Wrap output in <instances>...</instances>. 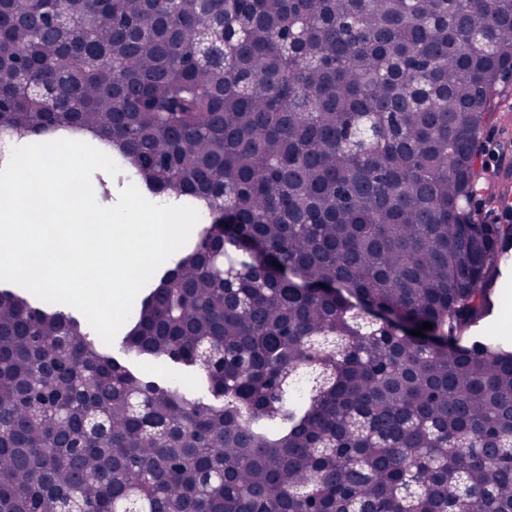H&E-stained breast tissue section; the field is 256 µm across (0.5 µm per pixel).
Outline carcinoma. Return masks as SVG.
I'll return each mask as SVG.
<instances>
[{
	"mask_svg": "<svg viewBox=\"0 0 512 512\" xmlns=\"http://www.w3.org/2000/svg\"><path fill=\"white\" fill-rule=\"evenodd\" d=\"M506 73L512 0H4L0 135L92 130L100 204L208 223L111 345L0 289V512H512V348L478 335L512 224L469 148Z\"/></svg>",
	"mask_w": 512,
	"mask_h": 512,
	"instance_id": "1",
	"label": "carcinoma"
}]
</instances>
